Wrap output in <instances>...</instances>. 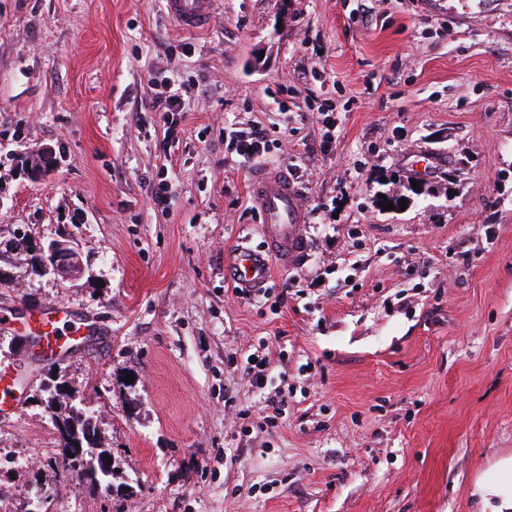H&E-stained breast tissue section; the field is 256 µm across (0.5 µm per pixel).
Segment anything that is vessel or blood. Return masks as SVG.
Listing matches in <instances>:
<instances>
[{"mask_svg":"<svg viewBox=\"0 0 512 512\" xmlns=\"http://www.w3.org/2000/svg\"><path fill=\"white\" fill-rule=\"evenodd\" d=\"M166 13L186 32L207 29L214 20V0H164ZM252 193L262 215L266 247L241 246L227 259L224 270L239 287H263L269 277V258L278 256L285 266H295L305 253L300 189L285 170L260 168L252 175Z\"/></svg>","mask_w":512,"mask_h":512,"instance_id":"b4317fda","label":"vessel or blood"}]
</instances>
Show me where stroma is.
Segmentation results:
<instances>
[{"label":"stroma","instance_id":"obj_1","mask_svg":"<svg viewBox=\"0 0 512 512\" xmlns=\"http://www.w3.org/2000/svg\"><path fill=\"white\" fill-rule=\"evenodd\" d=\"M171 75L191 94L166 155L151 104ZM233 123L298 172L305 258L267 284L284 305L224 278L228 248L266 246ZM47 147L58 166L30 177ZM15 232L74 237L88 274L0 284V377L25 388L0 411V512H482L477 483L512 458V0H216L197 33L164 0H0ZM61 306L91 336L47 363L27 321ZM262 342L259 390L242 355ZM51 378L94 421L108 487L56 465ZM225 151L230 154L231 159L241 162H258L263 160L274 147L273 141L269 139L266 129L257 125L248 128H231L224 131ZM252 149V152H249ZM250 354L246 358V366L244 373L250 377L249 382L252 386L263 388L265 386V378L273 362L272 351L264 352L263 355ZM256 360V363H251Z\"/></svg>","mask_w":512,"mask_h":512}]
</instances>
